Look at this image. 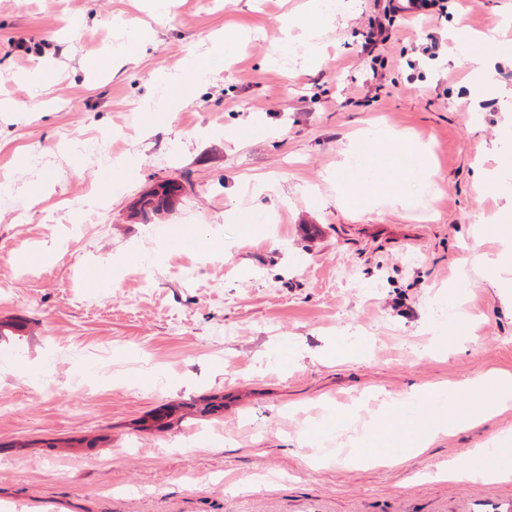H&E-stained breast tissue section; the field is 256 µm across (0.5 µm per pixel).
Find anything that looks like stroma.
<instances>
[{
  "mask_svg": "<svg viewBox=\"0 0 512 512\" xmlns=\"http://www.w3.org/2000/svg\"><path fill=\"white\" fill-rule=\"evenodd\" d=\"M347 5L312 29L315 0H0V320L28 322L0 340V512H512V478L438 474L491 446L512 466V407L429 419L435 390L512 374V280L485 267L512 242L480 182L512 130V0H450L370 56L376 0ZM491 28L478 94L458 33ZM228 29L243 46L217 49ZM201 56L219 67L175 96ZM371 127L430 167L351 207L336 177ZM165 179L173 209L133 215ZM413 390L427 451L348 462ZM212 395L220 416L137 428Z\"/></svg>",
  "mask_w": 512,
  "mask_h": 512,
  "instance_id": "35a3bbf8",
  "label": "stroma"
}]
</instances>
